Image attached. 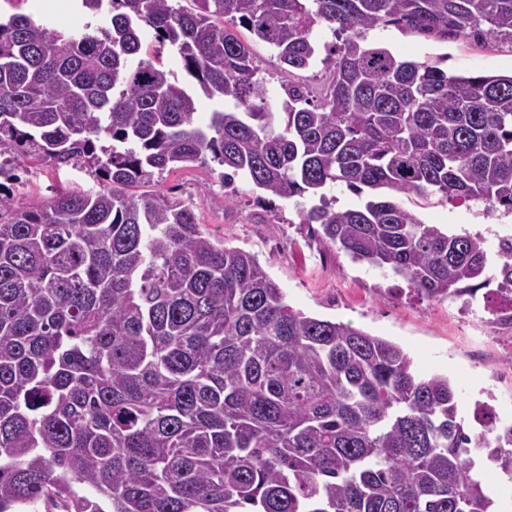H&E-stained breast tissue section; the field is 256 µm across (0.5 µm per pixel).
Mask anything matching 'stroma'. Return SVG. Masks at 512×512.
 I'll use <instances>...</instances> for the list:
<instances>
[{
	"mask_svg": "<svg viewBox=\"0 0 512 512\" xmlns=\"http://www.w3.org/2000/svg\"><path fill=\"white\" fill-rule=\"evenodd\" d=\"M58 30L85 23L76 0H0V14L14 10ZM368 43L417 61L442 59L453 74H508L512 46L469 41L437 42L376 28ZM250 49L273 104H280L286 75L275 53L258 39ZM222 166L192 164L155 175L158 190L197 206L206 232L226 246L257 256L268 275L283 288L289 304L306 315L363 330L392 341L410 354L419 373L448 376L457 389L459 411L472 418L476 402L492 406L496 420L512 423V309L497 298L429 300L411 293L406 282L384 268L357 263L341 250L320 244L300 213L311 198L282 200L243 179L223 185ZM91 189L92 176L80 168L55 170L31 165L16 190L19 203L41 202L56 186ZM401 204L428 224L466 228L489 234L500 224L512 225V214L492 210L481 201L443 202L438 197L404 196Z\"/></svg>",
	"mask_w": 512,
	"mask_h": 512,
	"instance_id": "35a3bbf8",
	"label": "stroma"
}]
</instances>
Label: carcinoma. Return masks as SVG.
Segmentation results:
<instances>
[{"mask_svg": "<svg viewBox=\"0 0 512 512\" xmlns=\"http://www.w3.org/2000/svg\"><path fill=\"white\" fill-rule=\"evenodd\" d=\"M62 32L0 20V178L32 159L96 180L22 206L0 190V512H496L512 424L466 432L442 374L399 345L294 310L258 258L202 230L155 173L206 156L301 211L326 247L427 299L497 282L512 239L426 224L396 195L512 213V74H450L366 43L395 26L512 42V0H81ZM336 43L329 91L267 102L242 27L291 75ZM177 57L185 85L150 57ZM223 107L195 124L194 87ZM343 183L361 204L336 209ZM98 493L93 498L77 485ZM484 480L493 492L499 512H512V476H506L492 464H484Z\"/></svg>", "mask_w": 512, "mask_h": 512, "instance_id": "carcinoma-1", "label": "carcinoma"}]
</instances>
